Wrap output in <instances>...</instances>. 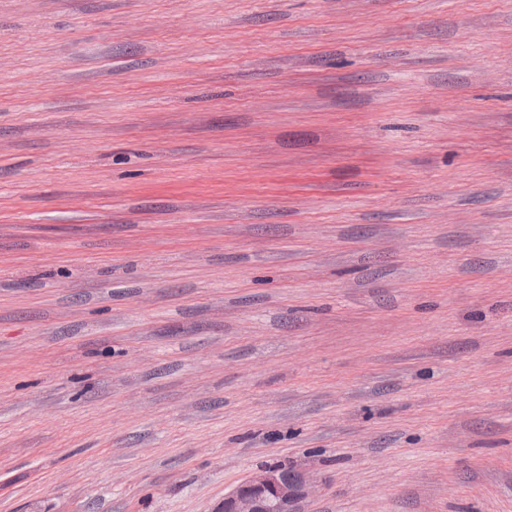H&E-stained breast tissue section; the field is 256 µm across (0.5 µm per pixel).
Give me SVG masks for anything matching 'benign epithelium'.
<instances>
[{
	"instance_id": "7a95c632",
	"label": "benign epithelium",
	"mask_w": 512,
	"mask_h": 512,
	"mask_svg": "<svg viewBox=\"0 0 512 512\" xmlns=\"http://www.w3.org/2000/svg\"><path fill=\"white\" fill-rule=\"evenodd\" d=\"M310 490L308 477L284 466L268 465L224 495L213 512H296Z\"/></svg>"
}]
</instances>
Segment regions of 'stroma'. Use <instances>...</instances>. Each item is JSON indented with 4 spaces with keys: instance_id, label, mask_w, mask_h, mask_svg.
<instances>
[{
    "instance_id": "stroma-1",
    "label": "stroma",
    "mask_w": 512,
    "mask_h": 512,
    "mask_svg": "<svg viewBox=\"0 0 512 512\" xmlns=\"http://www.w3.org/2000/svg\"><path fill=\"white\" fill-rule=\"evenodd\" d=\"M512 512V0H0V512ZM310 490L308 477L284 466L261 467L229 494L213 512H296Z\"/></svg>"
}]
</instances>
